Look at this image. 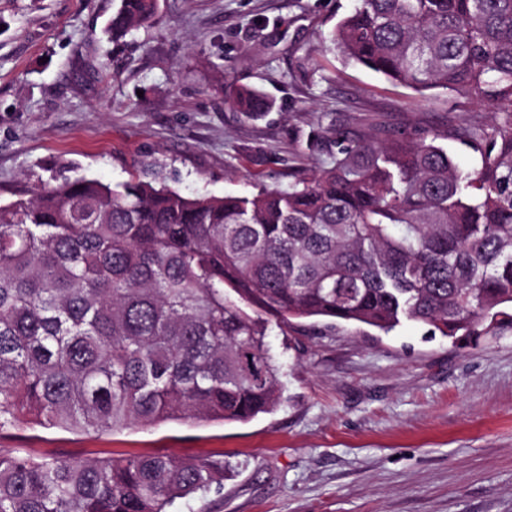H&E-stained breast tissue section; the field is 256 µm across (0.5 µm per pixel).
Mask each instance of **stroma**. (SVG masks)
Wrapping results in <instances>:
<instances>
[{"mask_svg":"<svg viewBox=\"0 0 512 512\" xmlns=\"http://www.w3.org/2000/svg\"><path fill=\"white\" fill-rule=\"evenodd\" d=\"M116 0H0V203L49 171L118 184L153 167L187 196L285 189L326 166L335 134L379 119L467 133L489 108L423 94L347 62L331 41L354 0H160L153 24L112 41ZM262 90L269 112L225 104ZM318 146H311V137ZM270 343L276 411L112 434L24 425L0 449L88 458L208 454L221 491L169 512H512V330L460 347L406 323L290 320Z\"/></svg>","mask_w":512,"mask_h":512,"instance_id":"obj_1","label":"stroma"}]
</instances>
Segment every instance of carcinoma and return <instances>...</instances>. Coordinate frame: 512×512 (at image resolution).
<instances>
[{
    "label": "carcinoma",
    "instance_id": "cac0c4a2",
    "mask_svg": "<svg viewBox=\"0 0 512 512\" xmlns=\"http://www.w3.org/2000/svg\"><path fill=\"white\" fill-rule=\"evenodd\" d=\"M159 0H118L114 39ZM332 41L349 62L492 109L461 169L432 130L336 133L311 179L189 197L157 171L110 185L40 179L0 204V430L85 434L247 422L282 401L269 318L467 344L512 328V0H357ZM269 109L256 90L226 98ZM219 458L0 452V512H168L223 487Z\"/></svg>",
    "mask_w": 512,
    "mask_h": 512
}]
</instances>
